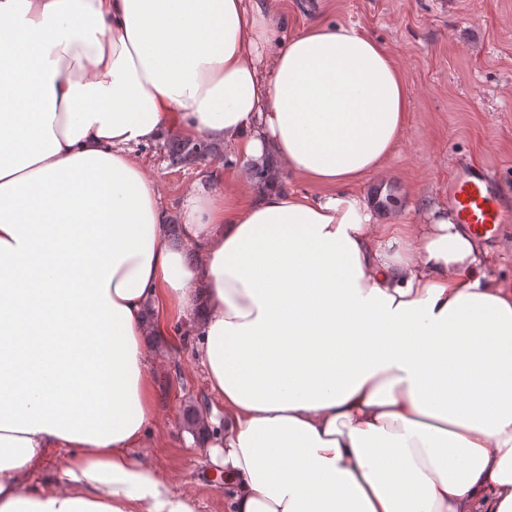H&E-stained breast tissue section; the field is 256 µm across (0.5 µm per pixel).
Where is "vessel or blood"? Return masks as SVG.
Segmentation results:
<instances>
[{
  "label": "vessel or blood",
  "mask_w": 512,
  "mask_h": 512,
  "mask_svg": "<svg viewBox=\"0 0 512 512\" xmlns=\"http://www.w3.org/2000/svg\"><path fill=\"white\" fill-rule=\"evenodd\" d=\"M448 200L457 222L476 236L495 237L501 225L512 222V205L501 194L495 172L486 166L461 163L448 185Z\"/></svg>",
  "instance_id": "b4317fda"
}]
</instances>
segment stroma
Segmentation results:
<instances>
[{"label":"stroma","instance_id":"obj_1","mask_svg":"<svg viewBox=\"0 0 512 512\" xmlns=\"http://www.w3.org/2000/svg\"><path fill=\"white\" fill-rule=\"evenodd\" d=\"M289 33L328 21L352 25L381 41L397 63L410 96L409 120L398 150L359 192L395 188L400 201L448 200L458 160L491 166L512 198V0H276ZM147 174L167 209L194 189L212 190L223 173L225 195L247 197L245 161L170 166L160 143L139 148ZM161 429L143 458L193 497L199 512H224V481L202 453L186 444L185 412L206 400L205 375L193 342L153 363Z\"/></svg>","mask_w":512,"mask_h":512}]
</instances>
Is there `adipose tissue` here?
Returning <instances> with one entry per match:
<instances>
[{
    "label": "adipose tissue",
    "instance_id": "ef3b65f1",
    "mask_svg": "<svg viewBox=\"0 0 512 512\" xmlns=\"http://www.w3.org/2000/svg\"><path fill=\"white\" fill-rule=\"evenodd\" d=\"M409 106L380 41L270 0H0V512H197L136 454L167 313L227 512H512V286L452 207L357 190ZM178 133L324 191H189L174 248L135 150Z\"/></svg>",
    "mask_w": 512,
    "mask_h": 512
}]
</instances>
